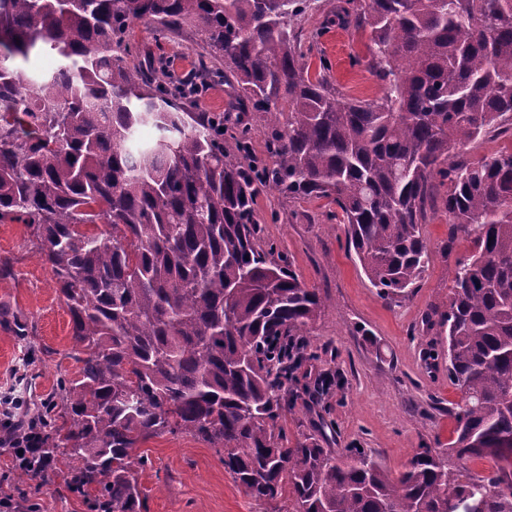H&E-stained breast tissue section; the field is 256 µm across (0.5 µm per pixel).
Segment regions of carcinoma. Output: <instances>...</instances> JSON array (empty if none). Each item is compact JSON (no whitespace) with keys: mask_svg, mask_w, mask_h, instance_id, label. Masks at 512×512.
<instances>
[{"mask_svg":"<svg viewBox=\"0 0 512 512\" xmlns=\"http://www.w3.org/2000/svg\"><path fill=\"white\" fill-rule=\"evenodd\" d=\"M0 0V223L31 229L68 309L77 364L41 403V463L72 462L99 512H141L132 455L142 439L189 433L224 455L252 497L292 512H512V151L468 146L512 129V0H346L336 13L374 46L378 99L310 72L295 22L304 0ZM161 40L205 34L193 72L131 60V26ZM38 50L51 72H27ZM228 82L226 112L190 110ZM288 103L281 123L279 105ZM264 114L269 166L231 112ZM152 126L157 136L141 142ZM264 188L340 209L377 295L417 287L431 259L421 224L444 192L448 243L472 240L450 295L448 452L419 449L396 473L364 448L284 442L286 336L311 346L318 289L263 249ZM490 458L487 476L454 470Z\"/></svg>","mask_w":512,"mask_h":512,"instance_id":"cac0c4a2","label":"carcinoma"}]
</instances>
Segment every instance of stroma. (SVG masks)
I'll return each mask as SVG.
<instances>
[{"mask_svg": "<svg viewBox=\"0 0 512 512\" xmlns=\"http://www.w3.org/2000/svg\"><path fill=\"white\" fill-rule=\"evenodd\" d=\"M335 4L314 0L300 21L304 34L319 36L309 54L310 69L328 62L329 78L344 92L377 98L383 84L368 68L369 35L333 23ZM131 42L139 60L171 57L186 75L203 50L204 35L184 29L158 42L138 23ZM328 211L326 200L288 199L269 190L254 202L264 244L326 299L325 313L311 331L318 357L304 361L288 385L292 410L284 431L292 444L313 437L338 452L371 450L396 471L417 448L441 450L455 437L450 411L461 393L448 379L442 350L434 346L439 329L427 327L425 315L449 294L456 262L470 253L472 243L460 239L445 253L447 218L442 209L429 212L422 233L432 261L411 295L388 303L378 297L347 245L343 225L328 220ZM6 258L13 275L0 281V307L23 314L31 334L20 338L0 324V387L15 388L33 405L53 393L59 379L75 375L70 315L27 225L0 224V259ZM367 332L375 344L364 341ZM325 375L332 385L321 393L314 385ZM136 452L146 459L139 471L143 512H272L246 494L225 471L222 455L202 439L164 434L138 443ZM69 479L63 461L47 483H18L8 456L0 454V492L23 491L38 512H94L90 497L73 493Z\"/></svg>", "mask_w": 512, "mask_h": 512, "instance_id": "1", "label": "stroma"}]
</instances>
